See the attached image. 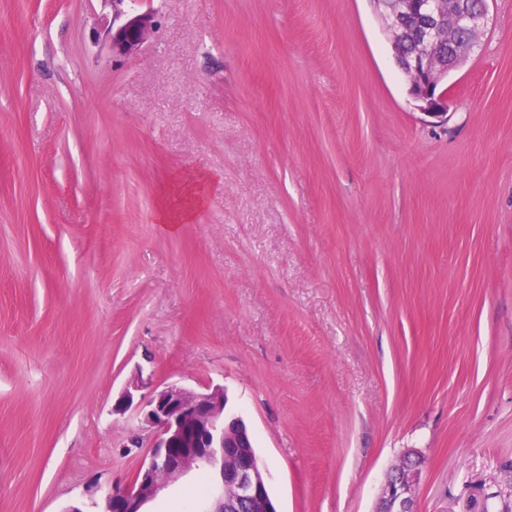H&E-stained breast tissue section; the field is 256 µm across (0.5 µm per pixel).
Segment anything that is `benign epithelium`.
I'll use <instances>...</instances> for the list:
<instances>
[{
	"label": "benign epithelium",
	"instance_id": "obj_1",
	"mask_svg": "<svg viewBox=\"0 0 512 512\" xmlns=\"http://www.w3.org/2000/svg\"><path fill=\"white\" fill-rule=\"evenodd\" d=\"M112 3V23L100 31L112 56L129 58L156 33L158 20L150 9H122L127 0ZM387 30L405 22L418 24L419 49L409 59V93L424 115L444 120L448 116L450 74L460 68L479 45L489 20V0L474 6L471 0H371ZM460 44L444 68L437 63L436 49L442 43ZM145 387L139 378L129 384L112 406L124 414L135 408L144 434L132 445L140 448L149 438L150 453L132 479L104 493L96 504L99 512H142L171 483L199 470L215 476L214 493L204 503L205 512H276L271 506L266 475L254 463L253 437L238 416L226 414L224 387L202 391L178 384L157 387L147 397L134 401ZM419 466L393 468L374 512H417Z\"/></svg>",
	"mask_w": 512,
	"mask_h": 512
}]
</instances>
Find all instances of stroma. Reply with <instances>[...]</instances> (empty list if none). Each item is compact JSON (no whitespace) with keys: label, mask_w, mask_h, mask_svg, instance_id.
<instances>
[{"label":"stroma","mask_w":512,"mask_h":512,"mask_svg":"<svg viewBox=\"0 0 512 512\" xmlns=\"http://www.w3.org/2000/svg\"><path fill=\"white\" fill-rule=\"evenodd\" d=\"M134 7L123 60L108 0H0V512H96L138 375L224 386L277 512H371L409 448L418 512H512V0L441 127L371 0ZM112 3V24L103 27L100 36L112 52V57L129 58L156 33L158 20L153 10L129 11L122 9L128 0H108Z\"/></svg>","instance_id":"stroma-1"}]
</instances>
